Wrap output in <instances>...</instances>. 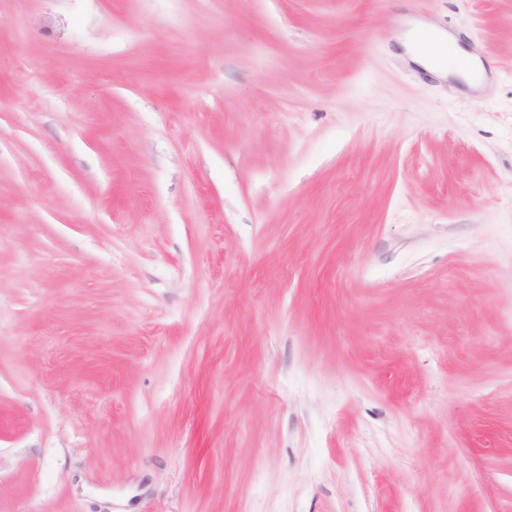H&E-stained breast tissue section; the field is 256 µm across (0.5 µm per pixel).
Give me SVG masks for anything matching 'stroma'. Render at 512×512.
Masks as SVG:
<instances>
[{
	"label": "stroma",
	"instance_id": "stroma-1",
	"mask_svg": "<svg viewBox=\"0 0 512 512\" xmlns=\"http://www.w3.org/2000/svg\"><path fill=\"white\" fill-rule=\"evenodd\" d=\"M0 512H512V0H0ZM407 40L405 47L414 62L440 77L447 71L477 86L474 78L482 73V64L461 47L455 35L421 24L407 34Z\"/></svg>",
	"mask_w": 512,
	"mask_h": 512
}]
</instances>
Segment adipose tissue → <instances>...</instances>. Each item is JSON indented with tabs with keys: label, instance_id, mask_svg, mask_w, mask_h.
<instances>
[{
	"label": "adipose tissue",
	"instance_id": "ef3b65f1",
	"mask_svg": "<svg viewBox=\"0 0 512 512\" xmlns=\"http://www.w3.org/2000/svg\"><path fill=\"white\" fill-rule=\"evenodd\" d=\"M406 49L414 62L441 77L456 74L470 82L483 71L455 35L423 24L408 33Z\"/></svg>",
	"mask_w": 512,
	"mask_h": 512
}]
</instances>
